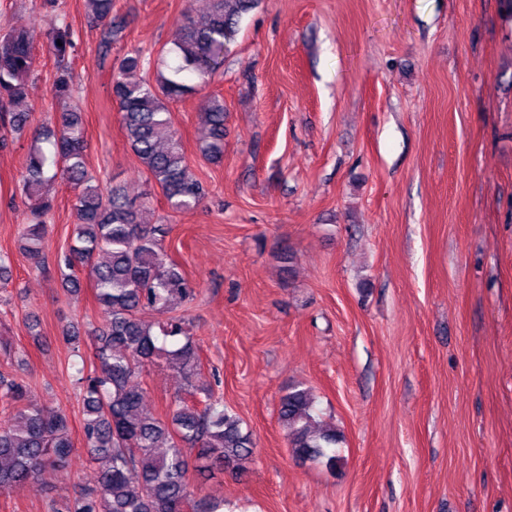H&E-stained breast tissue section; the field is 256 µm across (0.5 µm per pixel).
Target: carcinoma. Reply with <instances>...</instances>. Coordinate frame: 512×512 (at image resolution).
<instances>
[{
  "label": "carcinoma",
  "mask_w": 512,
  "mask_h": 512,
  "mask_svg": "<svg viewBox=\"0 0 512 512\" xmlns=\"http://www.w3.org/2000/svg\"><path fill=\"white\" fill-rule=\"evenodd\" d=\"M257 3L209 0L202 19L178 25L168 49L175 64L156 71L152 81L141 76L150 62L137 51L113 68L112 93L127 143L140 158L151 188L158 189L175 212L197 208L206 189L191 170L170 104L195 92L223 66L242 16ZM86 4L90 21L103 24L100 63L110 64L112 44L121 36L124 21L112 15L113 0ZM49 35L57 62L52 96L62 110L56 114L55 128L43 126L33 133L34 145L19 184L20 194L29 201L22 250L33 263L44 262L45 216L52 210L46 189L55 179H64L74 193L76 222L73 244L57 256V266L66 269L62 282L72 292L79 288L74 269L87 270L102 323L88 332L90 373L83 366L76 368L84 383L85 446L91 459L99 462L95 485L76 490L74 498L60 507L48 504V512H221L222 500L193 499L190 470L201 476L224 469L244 472L253 455L251 436L217 399L202 407L177 400L168 420L146 408L137 382L140 369L164 359L191 378L197 375L199 355L184 318L156 323L144 314L167 310L176 301L188 302L196 289L165 254L164 229L143 218L151 194L131 197L120 186L105 192L89 173L82 112L71 105L67 59L74 51V33L64 23ZM33 65L34 51L24 33L11 30L0 38L1 100L12 103L23 96ZM224 118L223 99L212 97L201 116L206 133L198 145L207 162L224 158ZM28 126V113L11 112L0 127L18 137ZM44 143L49 149L42 147ZM0 401L12 409L0 422V492L25 483L51 486L75 450L67 414L31 403L23 382L2 374ZM278 419L296 457L336 467L340 436L318 420L310 390L289 387L279 398Z\"/></svg>",
  "instance_id": "1"
}]
</instances>
